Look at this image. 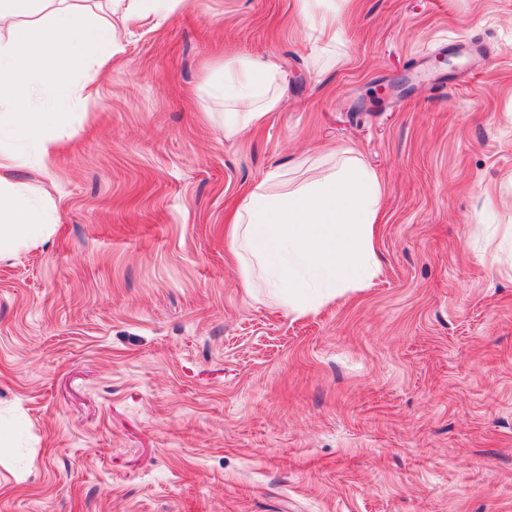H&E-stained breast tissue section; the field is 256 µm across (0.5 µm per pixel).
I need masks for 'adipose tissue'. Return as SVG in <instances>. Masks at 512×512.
<instances>
[{"label": "adipose tissue", "mask_w": 512, "mask_h": 512, "mask_svg": "<svg viewBox=\"0 0 512 512\" xmlns=\"http://www.w3.org/2000/svg\"><path fill=\"white\" fill-rule=\"evenodd\" d=\"M112 21L97 22L64 0H0V246L38 240L46 228L11 174L25 164L9 145L25 141L39 162L59 148L48 125L57 110L77 103L73 79L106 68L127 21H161L181 0H110ZM305 35L336 39V10L327 0H294ZM224 129L242 133L281 105L279 68L237 56L224 63ZM333 171H318L286 189L287 171L274 168L234 209L225 226L245 285L263 284L290 311L303 313L311 297L334 299L378 273L375 246L384 188L379 174L352 152L336 156Z\"/></svg>", "instance_id": "ef3b65f1"}]
</instances>
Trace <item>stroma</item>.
Listing matches in <instances>:
<instances>
[{
  "instance_id": "obj_1",
  "label": "stroma",
  "mask_w": 512,
  "mask_h": 512,
  "mask_svg": "<svg viewBox=\"0 0 512 512\" xmlns=\"http://www.w3.org/2000/svg\"><path fill=\"white\" fill-rule=\"evenodd\" d=\"M183 0L134 23L19 170L49 222L0 250V512H512V0ZM282 102L230 135L234 56ZM353 151L379 275L299 316L224 214ZM327 0H295L294 11L299 22L308 21L305 36L316 42H336V7Z\"/></svg>"
}]
</instances>
